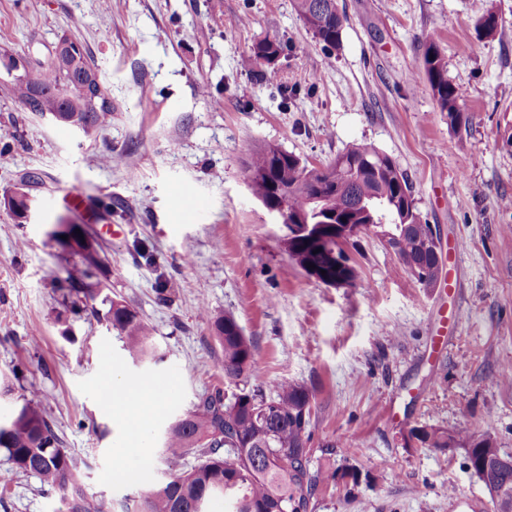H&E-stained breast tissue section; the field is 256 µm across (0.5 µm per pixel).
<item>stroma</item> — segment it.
<instances>
[{
  "mask_svg": "<svg viewBox=\"0 0 512 512\" xmlns=\"http://www.w3.org/2000/svg\"><path fill=\"white\" fill-rule=\"evenodd\" d=\"M337 4L346 20L328 48L295 0H0L1 51L34 74L68 37L112 106L89 137L29 111L0 76V417L40 406L112 512H134L142 485L168 476L175 417L236 390L204 309L235 317L265 383L313 391L310 468L322 477L309 512H491L464 449L427 447L410 429L488 434L512 453V386L499 381L512 367V0ZM490 8L504 36L479 31ZM266 37L282 46L273 81L265 62L243 64ZM431 42L462 90L458 129L425 89ZM266 143L313 166L355 144L390 155L438 230L439 287L416 283L372 232L346 246L355 284L307 276L247 186L245 163ZM27 172L40 179L37 212L21 224L3 197ZM61 220L87 226L105 292L153 326L156 358L132 360L116 330L57 290L73 261L48 234ZM16 364L25 377L9 392ZM114 374L165 388L148 423L113 411ZM126 448L143 483L112 476ZM59 507L23 473L0 493V512Z\"/></svg>",
  "mask_w": 512,
  "mask_h": 512,
  "instance_id": "stroma-1",
  "label": "stroma"
}]
</instances>
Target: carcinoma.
Segmentation results:
<instances>
[{
	"label": "carcinoma",
	"instance_id": "obj_1",
	"mask_svg": "<svg viewBox=\"0 0 512 512\" xmlns=\"http://www.w3.org/2000/svg\"><path fill=\"white\" fill-rule=\"evenodd\" d=\"M296 9L314 38L333 47L340 43L344 17L337 0H296ZM477 26L487 36L504 33L492 11ZM281 51L280 42L264 38L253 45L243 64L254 60L273 64ZM72 61V68L53 62L33 77L15 73L11 57L3 67L31 111L48 114L69 127L75 116L85 133L99 132L111 122L110 105L101 99L97 107H91L81 90L83 76L91 72L97 79L98 72L83 53ZM423 65L425 89L448 117V126L467 123L468 117L458 107L462 91L448 82L447 63L432 42L425 49ZM366 159L379 163L378 169H366ZM247 168L255 198L284 203L288 214L326 225L331 244H336L338 225L383 224L391 233L389 247L419 285H424L422 272L438 266L441 247L416 207L408 175L374 146L354 145L329 164L310 167L294 153L268 143L250 156ZM75 244L78 261L66 269L61 287L83 295L87 304L99 301L107 306L103 318L123 335L129 355L134 359L149 356L152 328L126 301L101 296L96 281L101 259L97 251L85 250L82 240ZM289 258L299 267L319 266L330 277L343 275L349 285L357 278L350 258H345L344 268L336 270L323 247L305 236L295 239ZM211 323L224 352V377L231 382L253 377L257 368L253 346L236 319L213 317ZM313 400L312 390L286 379L268 389L261 384L244 388L230 398L219 391L204 393L170 423L162 450L169 478L141 490L137 512H205V505L217 496L229 502L230 512H308L320 480L319 472L309 467ZM411 435L432 448L463 447L466 459L478 460L476 449L481 441L474 434L414 427ZM0 451L11 464L0 472V484H8L14 473L21 472L59 494L60 512H109L108 502L86 492L77 461L63 448L48 418L32 404H25L6 427H0ZM190 453L197 455V463L186 469L182 460ZM474 474L485 487L512 498L511 453L500 454Z\"/></svg>",
	"mask_w": 512,
	"mask_h": 512
}]
</instances>
